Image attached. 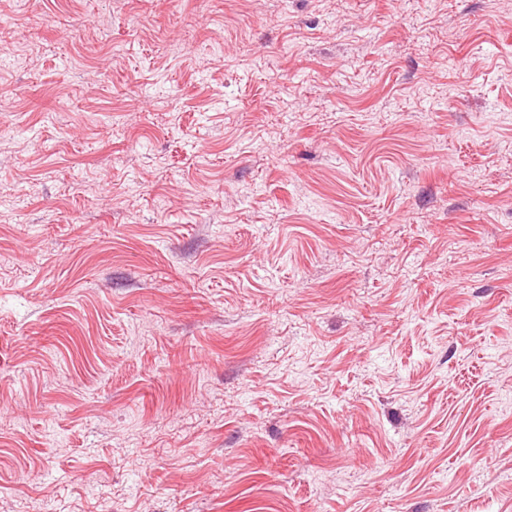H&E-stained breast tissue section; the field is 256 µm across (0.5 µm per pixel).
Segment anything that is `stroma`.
Wrapping results in <instances>:
<instances>
[{
    "instance_id": "35a3bbf8",
    "label": "stroma",
    "mask_w": 512,
    "mask_h": 512,
    "mask_svg": "<svg viewBox=\"0 0 512 512\" xmlns=\"http://www.w3.org/2000/svg\"><path fill=\"white\" fill-rule=\"evenodd\" d=\"M0 512H512V0H0Z\"/></svg>"
}]
</instances>
